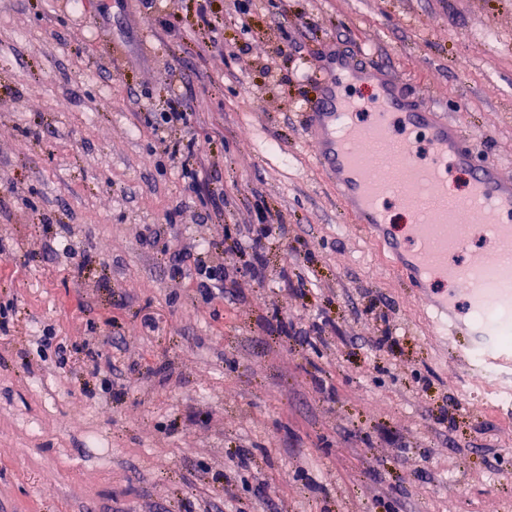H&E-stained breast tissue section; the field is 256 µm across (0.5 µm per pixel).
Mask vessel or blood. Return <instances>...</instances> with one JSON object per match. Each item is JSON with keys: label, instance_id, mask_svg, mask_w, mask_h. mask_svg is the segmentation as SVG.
Masks as SVG:
<instances>
[{"label": "vessel or blood", "instance_id": "b4317fda", "mask_svg": "<svg viewBox=\"0 0 512 512\" xmlns=\"http://www.w3.org/2000/svg\"><path fill=\"white\" fill-rule=\"evenodd\" d=\"M358 83L374 91L376 122L357 119L347 89ZM306 133L356 225L419 288L437 340L470 371L495 377L503 392H511L512 177L478 165L474 137L449 121L437 103L406 97L388 70L366 69L340 54L319 79ZM416 134L429 144L433 163L411 160L401 173L376 175L377 161L364 144L406 143ZM452 169L469 176L464 194L448 179ZM392 201L405 224L391 218ZM481 236L493 243V251H470L461 264L449 261L450 253Z\"/></svg>", "mask_w": 512, "mask_h": 512}]
</instances>
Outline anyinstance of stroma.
Returning a JSON list of instances; mask_svg holds the SVG:
<instances>
[{"mask_svg":"<svg viewBox=\"0 0 512 512\" xmlns=\"http://www.w3.org/2000/svg\"><path fill=\"white\" fill-rule=\"evenodd\" d=\"M208 13L0 0V512H512V397L470 405L304 116L334 46L512 175V0ZM174 98L189 125L145 124ZM191 140L212 148L171 157ZM261 211L255 280L229 239ZM181 249L238 288L204 297Z\"/></svg>","mask_w":512,"mask_h":512,"instance_id":"35a3bbf8","label":"stroma"}]
</instances>
